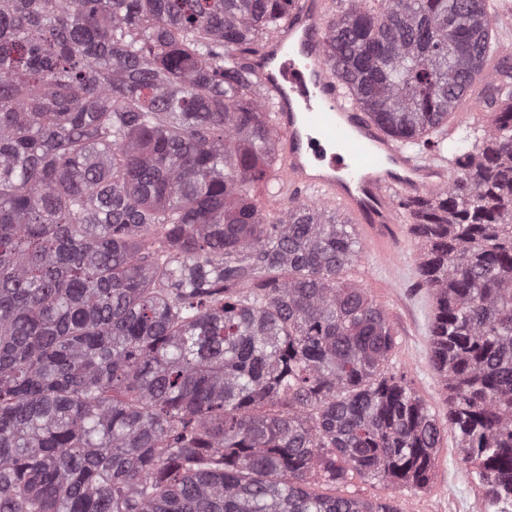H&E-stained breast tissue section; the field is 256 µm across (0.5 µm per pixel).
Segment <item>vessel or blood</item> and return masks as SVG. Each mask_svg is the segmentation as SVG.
<instances>
[{
	"label": "vessel or blood",
	"instance_id": "1",
	"mask_svg": "<svg viewBox=\"0 0 512 512\" xmlns=\"http://www.w3.org/2000/svg\"><path fill=\"white\" fill-rule=\"evenodd\" d=\"M324 0H298L287 24L243 63L276 106L290 199L309 190L343 211L366 251L385 261L401 244L398 207L450 184L447 165L406 151L349 99L325 54Z\"/></svg>",
	"mask_w": 512,
	"mask_h": 512
}]
</instances>
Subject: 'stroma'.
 Listing matches in <instances>:
<instances>
[{"label":"stroma","mask_w":512,"mask_h":512,"mask_svg":"<svg viewBox=\"0 0 512 512\" xmlns=\"http://www.w3.org/2000/svg\"><path fill=\"white\" fill-rule=\"evenodd\" d=\"M421 249L415 235H407L403 247L395 255L399 280H391L386 269L368 257L352 264L346 275L362 287L387 313L396 335V346L388 368L405 376L415 393L431 408L439 420L448 416L447 392L429 365V342L426 315L429 302L426 289L416 287L412 276L414 261ZM341 495L366 499L399 500L405 512H483L484 500L471 469L458 456L453 430L442 434L430 482L417 492L392 487L382 481L353 478L340 487Z\"/></svg>","instance_id":"obj_1"}]
</instances>
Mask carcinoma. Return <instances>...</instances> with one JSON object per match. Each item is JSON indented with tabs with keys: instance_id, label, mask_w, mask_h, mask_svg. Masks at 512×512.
I'll return each instance as SVG.
<instances>
[{
	"instance_id": "carcinoma-1",
	"label": "carcinoma",
	"mask_w": 512,
	"mask_h": 512,
	"mask_svg": "<svg viewBox=\"0 0 512 512\" xmlns=\"http://www.w3.org/2000/svg\"><path fill=\"white\" fill-rule=\"evenodd\" d=\"M293 0H0V512H403L443 424L385 311L345 277L352 225L270 221L275 107L239 60ZM498 0H356L328 61L404 149L452 164L404 203L430 360L485 512L512 502V69L481 146L448 126Z\"/></svg>"
}]
</instances>
